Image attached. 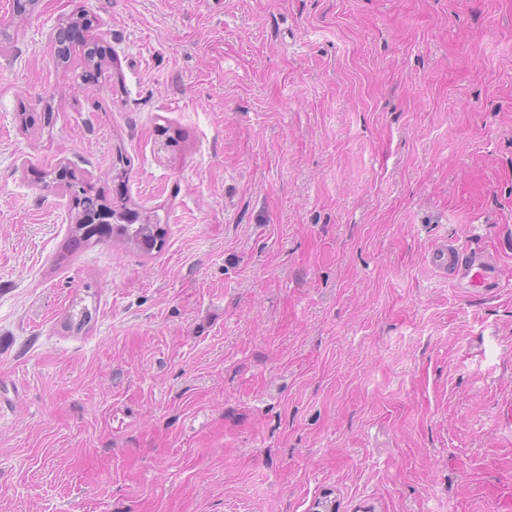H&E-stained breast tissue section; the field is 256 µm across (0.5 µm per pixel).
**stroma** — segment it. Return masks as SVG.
I'll return each mask as SVG.
<instances>
[{
  "instance_id": "obj_1",
  "label": "stroma",
  "mask_w": 512,
  "mask_h": 512,
  "mask_svg": "<svg viewBox=\"0 0 512 512\" xmlns=\"http://www.w3.org/2000/svg\"><path fill=\"white\" fill-rule=\"evenodd\" d=\"M83 9L86 87L52 41ZM1 27L0 512H512V0H0ZM120 152L162 251L73 246L36 179ZM445 238L508 288L435 276Z\"/></svg>"
}]
</instances>
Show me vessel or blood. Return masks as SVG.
Returning <instances> with one entry per match:
<instances>
[{
    "label": "vessel or blood",
    "mask_w": 512,
    "mask_h": 512,
    "mask_svg": "<svg viewBox=\"0 0 512 512\" xmlns=\"http://www.w3.org/2000/svg\"><path fill=\"white\" fill-rule=\"evenodd\" d=\"M426 260L439 277L467 292L479 293L501 286V270L488 253H467L458 244L444 240L432 246Z\"/></svg>",
    "instance_id": "b4317fda"
}]
</instances>
